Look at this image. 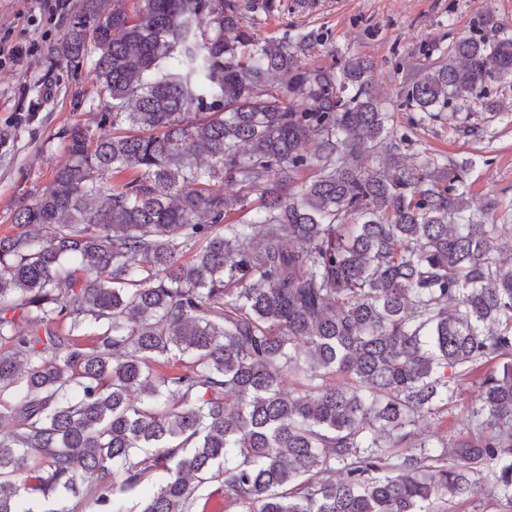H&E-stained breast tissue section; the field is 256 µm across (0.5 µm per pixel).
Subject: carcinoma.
<instances>
[{"label":"carcinoma","mask_w":512,"mask_h":512,"mask_svg":"<svg viewBox=\"0 0 512 512\" xmlns=\"http://www.w3.org/2000/svg\"><path fill=\"white\" fill-rule=\"evenodd\" d=\"M489 3L474 34L419 47L396 103L411 127L512 104V25ZM273 8L85 0L70 18L56 57L92 62L104 111L64 131L68 162L0 236V512H73L83 487L92 512L135 490L137 512H195L213 485L237 512H431L485 468L512 502V360L478 376L452 442L416 436L512 357V196L472 207L468 159L363 167L393 120L372 64L308 66L314 29L257 40Z\"/></svg>","instance_id":"carcinoma-1"}]
</instances>
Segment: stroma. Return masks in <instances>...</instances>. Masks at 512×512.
I'll return each instance as SVG.
<instances>
[{"instance_id": "1", "label": "stroma", "mask_w": 512, "mask_h": 512, "mask_svg": "<svg viewBox=\"0 0 512 512\" xmlns=\"http://www.w3.org/2000/svg\"><path fill=\"white\" fill-rule=\"evenodd\" d=\"M84 0H0V42L19 48V56L0 57V235L17 232L14 212L31 201L68 159L63 129L95 126L102 105L92 65L73 71L50 52L64 37L71 16ZM482 0H275V8L254 30L261 38L282 36L302 27L328 33L310 64L327 66L340 52L370 58L373 87L385 104L396 103L419 63V47L444 31L470 35ZM468 129L437 122L414 131L406 115H395L397 135L386 139L362 163H384L410 132L417 148L442 160L473 158L468 179L475 202L505 192L512 195V112L486 120L473 106ZM474 388L463 384L446 411L429 417L420 433L452 439L467 419ZM481 494L467 499H439L435 512H512V503L490 494V471L479 473Z\"/></svg>"}]
</instances>
